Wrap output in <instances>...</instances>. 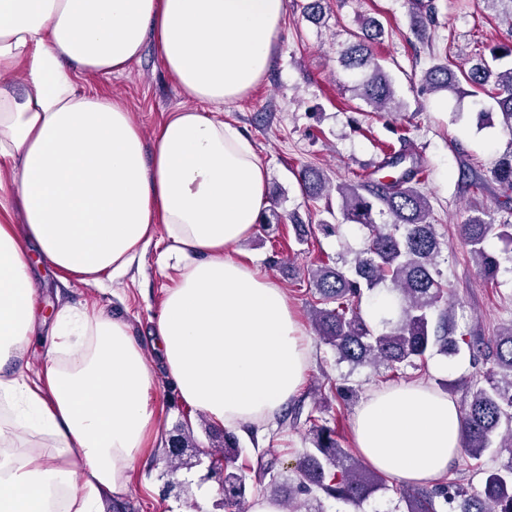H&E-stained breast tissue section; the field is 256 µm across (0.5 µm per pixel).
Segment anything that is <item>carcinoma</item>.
Returning a JSON list of instances; mask_svg holds the SVG:
<instances>
[{"label":"carcinoma","instance_id":"1","mask_svg":"<svg viewBox=\"0 0 512 512\" xmlns=\"http://www.w3.org/2000/svg\"><path fill=\"white\" fill-rule=\"evenodd\" d=\"M377 19L365 22L354 41L341 53L345 70L361 74L353 86L367 105L377 112L398 106L388 73L375 58L374 44L384 36ZM465 81L475 89L490 86L503 123L512 132V66L494 68L482 56L466 68H454L446 59L426 69L424 83L433 91L453 93ZM400 172L388 182L338 184L331 187L324 174L312 166L299 172L302 193L315 200L336 191L342 222L366 230L361 250L352 260L324 263L311 270L317 294L312 323L318 338L336 351V360L351 368L369 367L393 374L406 367L420 368L431 351L455 356L467 346L472 356H482L491 366L470 382L467 399L460 410L461 450L479 459L500 437V447L512 445V321L501 327L493 342L457 336L448 325V280L441 270L442 242L431 223L428 196L420 190L421 165L410 143L386 161ZM490 180L512 193V148L489 170ZM459 235L481 274L488 280L497 276L499 263L486 250L495 235L512 242V221L492 224L477 213L459 225ZM384 285L398 293L401 315L383 321L386 329L376 331L360 309L364 292ZM312 447L305 450L298 466L297 482L271 479L272 497L288 512L294 498L319 490L329 497L358 506L378 490L386 488L382 473L355 459L341 447L336 433L308 414ZM223 504L233 512L249 493L245 479L236 472L241 450L238 439L224 433ZM405 512H439L447 505L451 512H512V460L485 472L483 485L472 490L456 482L431 489L417 488L401 493Z\"/></svg>","mask_w":512,"mask_h":512}]
</instances>
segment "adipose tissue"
<instances>
[{"instance_id": "ef3b65f1", "label": "adipose tissue", "mask_w": 512, "mask_h": 512, "mask_svg": "<svg viewBox=\"0 0 512 512\" xmlns=\"http://www.w3.org/2000/svg\"><path fill=\"white\" fill-rule=\"evenodd\" d=\"M285 12V0H0V512H112L160 432L149 354L229 429L273 420L302 387L310 339L282 289L232 255L268 206L267 171L216 116L270 69ZM150 37L193 105L149 149L130 112L84 83L124 71ZM158 236L175 278L150 341L67 305L32 368V253L62 282L103 287ZM460 427L456 400L425 381L373 389L353 420L360 455L403 485L447 473Z\"/></svg>"}]
</instances>
